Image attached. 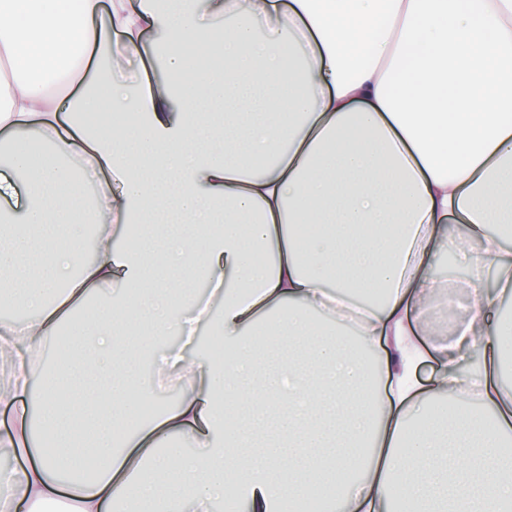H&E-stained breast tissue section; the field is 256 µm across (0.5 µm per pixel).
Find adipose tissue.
<instances>
[{
    "label": "adipose tissue",
    "instance_id": "ef3b65f1",
    "mask_svg": "<svg viewBox=\"0 0 512 512\" xmlns=\"http://www.w3.org/2000/svg\"><path fill=\"white\" fill-rule=\"evenodd\" d=\"M0 54V512H512V0H0ZM443 250L473 300L430 341ZM66 334L90 360L34 374ZM143 334L186 342L146 421Z\"/></svg>",
    "mask_w": 512,
    "mask_h": 512
}]
</instances>
